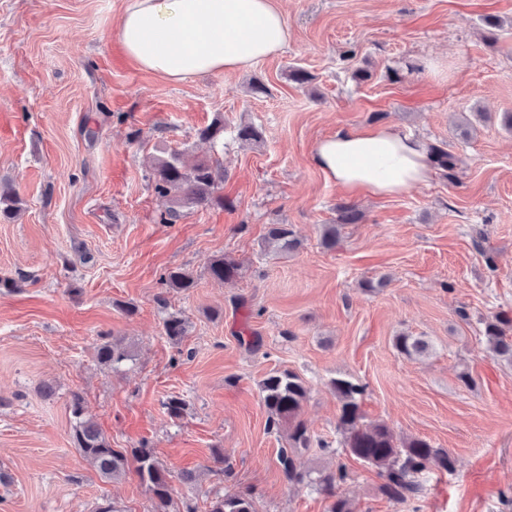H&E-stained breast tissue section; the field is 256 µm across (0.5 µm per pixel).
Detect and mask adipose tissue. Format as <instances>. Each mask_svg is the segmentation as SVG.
<instances>
[{"label": "adipose tissue", "instance_id": "obj_1", "mask_svg": "<svg viewBox=\"0 0 512 512\" xmlns=\"http://www.w3.org/2000/svg\"><path fill=\"white\" fill-rule=\"evenodd\" d=\"M118 38L142 68L182 81L278 54L288 26L273 0H130ZM313 161L354 194L398 195L433 173L426 142L392 126L340 130L316 144Z\"/></svg>", "mask_w": 512, "mask_h": 512}]
</instances>
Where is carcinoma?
I'll use <instances>...</instances> for the list:
<instances>
[{
  "instance_id": "carcinoma-1",
  "label": "carcinoma",
  "mask_w": 512,
  "mask_h": 512,
  "mask_svg": "<svg viewBox=\"0 0 512 512\" xmlns=\"http://www.w3.org/2000/svg\"><path fill=\"white\" fill-rule=\"evenodd\" d=\"M429 155L435 167L444 175L456 177L459 159L440 145H429ZM155 193L172 198L174 207L161 216V221L170 224L179 216V209H206L224 206V195L220 194L224 182V162L216 157H204L188 161L184 154L172 151L155 158L151 166ZM362 220L360 210L351 204L337 208L336 223L325 226L323 244L336 247L339 227L357 224ZM265 247L277 254H284L299 245L294 231L286 224H270L264 236ZM212 278L224 283L234 282L239 275V264L226 257L215 259L210 267ZM162 284L168 289L187 290L194 287L193 276L183 269L169 271L162 276ZM512 318L495 314L484 322L485 348L500 361L512 365ZM164 335L178 343L186 334V320L172 315L163 323ZM95 356L103 365L116 366L129 358L120 338L108 335L100 337ZM394 347L399 354L412 357L428 352L430 344L424 339L402 333L395 337ZM332 387L341 402L337 429L341 433L342 448L351 456L376 468L382 480L379 490L382 495L398 503L406 504L422 496L423 484L417 475L426 470L452 473L455 459L443 448H435L419 437L397 438L385 423L363 422L360 400L365 386L349 379H336ZM262 399L268 412L269 424L288 429V447L279 452V463L291 487L306 485L331 497L334 502L330 512H353L349 499L338 494L341 484L349 474L345 467L334 471H313L297 468L295 455L311 445V435L301 419L304 403L308 398L305 382L290 371L270 373L260 383ZM69 409L75 424L72 442L101 478L112 481L134 472L140 483L151 494V512H172V499L168 473L153 451L142 445L138 448H114L100 425L85 416L84 397L78 391L71 392ZM210 512H255L252 499L246 494L226 496L213 502Z\"/></svg>"
}]
</instances>
